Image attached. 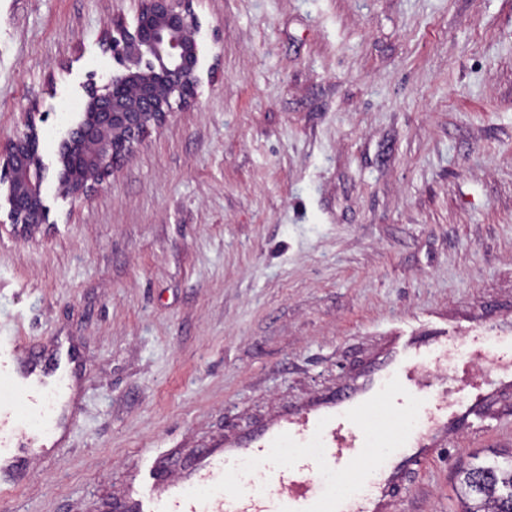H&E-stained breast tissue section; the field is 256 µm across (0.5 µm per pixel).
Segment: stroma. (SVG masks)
I'll list each match as a JSON object with an SVG mask.
<instances>
[{"label": "stroma", "instance_id": "35a3bbf8", "mask_svg": "<svg viewBox=\"0 0 512 512\" xmlns=\"http://www.w3.org/2000/svg\"><path fill=\"white\" fill-rule=\"evenodd\" d=\"M193 98L49 221L0 223V332L69 344L56 446L0 512H114L181 461L336 389L397 328L512 323V0H189ZM139 0H0V144L44 112L54 163ZM413 473L394 512H459L512 451V391Z\"/></svg>", "mask_w": 512, "mask_h": 512}]
</instances>
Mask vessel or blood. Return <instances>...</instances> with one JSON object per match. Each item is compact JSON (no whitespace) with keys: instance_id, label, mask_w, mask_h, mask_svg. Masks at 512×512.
Returning <instances> with one entry per match:
<instances>
[{"instance_id":"vessel-or-blood-1","label":"vessel or blood","mask_w":512,"mask_h":512,"mask_svg":"<svg viewBox=\"0 0 512 512\" xmlns=\"http://www.w3.org/2000/svg\"><path fill=\"white\" fill-rule=\"evenodd\" d=\"M70 352L43 358L20 353L13 337L0 335V385L13 397L0 406V497L13 486L5 474L19 465L13 452L34 420L53 418L58 396L71 385ZM512 389V328L487 335L478 325L460 336L438 329L418 336L400 332L368 367L336 391L290 410L248 432L188 458L174 482L160 489L165 467L153 459L132 485L122 512H392L397 492L411 474L448 443L449 434L471 420L473 434L486 433L484 401ZM385 408L392 420L418 418L411 433L371 432L370 419ZM34 427V426H33ZM294 457L280 461L271 453L281 443ZM388 449L389 461L373 456ZM251 461L267 490L223 492L232 465ZM334 474L336 490L323 492L313 471ZM360 482L350 495L347 486Z\"/></svg>"}]
</instances>
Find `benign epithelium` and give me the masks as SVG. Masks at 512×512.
I'll use <instances>...</instances> for the list:
<instances>
[{"label": "benign epithelium", "instance_id": "benign-epithelium-1", "mask_svg": "<svg viewBox=\"0 0 512 512\" xmlns=\"http://www.w3.org/2000/svg\"><path fill=\"white\" fill-rule=\"evenodd\" d=\"M199 22L188 0H141L136 24L115 22L102 46L118 66L107 85L83 84L86 107L59 151L56 174L66 195H78L133 152L153 124L165 120L171 100L194 94L200 81ZM25 131L0 148V203L13 224H44V183L50 167L40 151L34 114Z\"/></svg>", "mask_w": 512, "mask_h": 512}]
</instances>
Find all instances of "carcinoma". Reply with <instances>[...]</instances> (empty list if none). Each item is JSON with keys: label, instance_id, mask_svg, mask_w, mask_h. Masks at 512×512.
I'll use <instances>...</instances> for the list:
<instances>
[{"label": "carcinoma", "instance_id": "1", "mask_svg": "<svg viewBox=\"0 0 512 512\" xmlns=\"http://www.w3.org/2000/svg\"><path fill=\"white\" fill-rule=\"evenodd\" d=\"M460 512H512V460L492 459L460 471Z\"/></svg>", "mask_w": 512, "mask_h": 512}]
</instances>
